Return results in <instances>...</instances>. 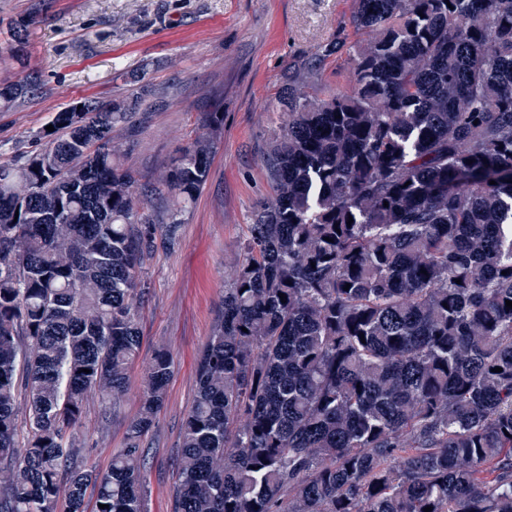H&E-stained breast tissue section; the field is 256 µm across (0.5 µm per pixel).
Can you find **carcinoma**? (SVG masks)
I'll list each match as a JSON object with an SVG mask.
<instances>
[{
  "instance_id": "cac0c4a2",
  "label": "carcinoma",
  "mask_w": 512,
  "mask_h": 512,
  "mask_svg": "<svg viewBox=\"0 0 512 512\" xmlns=\"http://www.w3.org/2000/svg\"><path fill=\"white\" fill-rule=\"evenodd\" d=\"M350 26L364 39L319 55L347 54L349 89L310 94L306 59L279 93L173 512H512V0H356ZM31 89L1 82L0 108ZM136 106L86 100L0 162V512H148L172 352L148 361L108 469L76 426L128 390L146 262L161 229L176 243L213 140L173 160L172 205L146 214L112 150Z\"/></svg>"
}]
</instances>
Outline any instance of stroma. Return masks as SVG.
<instances>
[{"label":"stroma","instance_id":"1","mask_svg":"<svg viewBox=\"0 0 512 512\" xmlns=\"http://www.w3.org/2000/svg\"><path fill=\"white\" fill-rule=\"evenodd\" d=\"M354 0H0V43L30 20L23 63L0 65V81L32 79L28 96L0 109V162L44 148L56 112L85 98H145L112 132V147L138 176L145 212L164 209L152 188L180 151L205 134L215 92L224 121L201 192L181 216L173 249L158 248L144 275L151 295L140 316L142 347L129 390L110 416L90 401L78 434L89 461L106 469L139 407L144 368L168 347L175 369L149 434L148 512H172L181 424L195 396L196 358L224 297V268L238 258L255 205L269 194L263 157L279 123L276 96L293 64L350 32Z\"/></svg>","mask_w":512,"mask_h":512}]
</instances>
